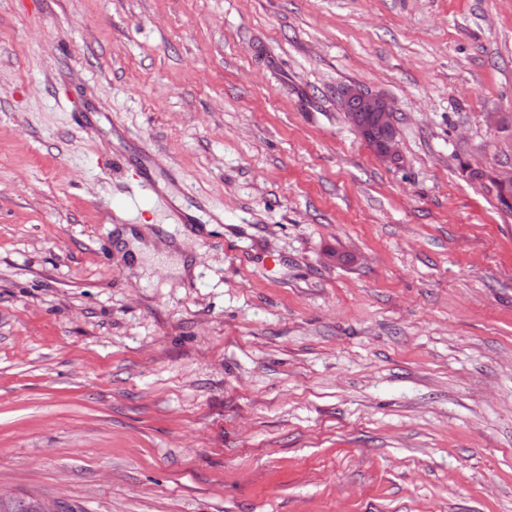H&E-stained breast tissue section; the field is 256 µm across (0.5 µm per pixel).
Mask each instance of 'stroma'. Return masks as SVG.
I'll return each instance as SVG.
<instances>
[{"instance_id": "35a3bbf8", "label": "stroma", "mask_w": 512, "mask_h": 512, "mask_svg": "<svg viewBox=\"0 0 512 512\" xmlns=\"http://www.w3.org/2000/svg\"><path fill=\"white\" fill-rule=\"evenodd\" d=\"M479 165L512 172V0H0V492L512 512V213ZM336 96L357 136L381 160H396L398 132L390 103L352 84L342 86Z\"/></svg>"}]
</instances>
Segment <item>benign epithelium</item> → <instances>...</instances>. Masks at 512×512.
Here are the masks:
<instances>
[{
	"instance_id": "benign-epithelium-1",
	"label": "benign epithelium",
	"mask_w": 512,
	"mask_h": 512,
	"mask_svg": "<svg viewBox=\"0 0 512 512\" xmlns=\"http://www.w3.org/2000/svg\"><path fill=\"white\" fill-rule=\"evenodd\" d=\"M336 96L357 136L381 160H396L398 132L390 103L352 84L342 86Z\"/></svg>"
}]
</instances>
